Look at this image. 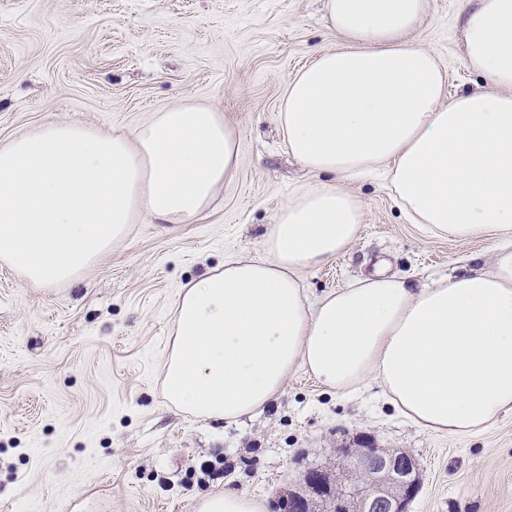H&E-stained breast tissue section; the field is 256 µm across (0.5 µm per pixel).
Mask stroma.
Segmentation results:
<instances>
[{
	"label": "stroma",
	"instance_id": "35a3bbf8",
	"mask_svg": "<svg viewBox=\"0 0 512 512\" xmlns=\"http://www.w3.org/2000/svg\"><path fill=\"white\" fill-rule=\"evenodd\" d=\"M462 6L429 0L411 35L436 52L452 96L491 88L461 53ZM338 43L322 0H0V145L46 122L129 132L194 102L223 113L240 156L216 207L187 224L138 219L74 280L34 285L0 262V512H194L226 490L271 506L363 440L415 458L409 512H512V410L450 437L405 419L377 383L340 396L302 371L231 425L164 397L181 287L227 256H259L282 203L315 180L288 154L278 107L287 81ZM342 186L364 222L347 251L303 271L310 301L381 261L426 283L493 248L410 223L381 177Z\"/></svg>",
	"mask_w": 512,
	"mask_h": 512
}]
</instances>
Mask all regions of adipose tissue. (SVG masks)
Here are the masks:
<instances>
[{
	"instance_id": "adipose-tissue-1",
	"label": "adipose tissue",
	"mask_w": 512,
	"mask_h": 512,
	"mask_svg": "<svg viewBox=\"0 0 512 512\" xmlns=\"http://www.w3.org/2000/svg\"><path fill=\"white\" fill-rule=\"evenodd\" d=\"M340 46L286 84L289 153L333 174L285 201L258 257L183 286L163 386L169 403L236 423L304 370L346 396L376 379L415 425L471 435L512 410V0H465L467 64L491 91L447 95L435 53L410 39L427 0H324ZM239 135L186 103L128 133L44 124L0 147V261L37 284L74 279L143 216L185 224L239 169ZM383 172L411 223L489 235L484 267L420 285L384 265L309 304L300 273L358 237L340 180Z\"/></svg>"
}]
</instances>
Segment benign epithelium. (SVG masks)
<instances>
[{"mask_svg": "<svg viewBox=\"0 0 512 512\" xmlns=\"http://www.w3.org/2000/svg\"><path fill=\"white\" fill-rule=\"evenodd\" d=\"M334 470L307 469L300 488L276 501L275 512H408L420 486L419 469L405 452L366 443L336 449Z\"/></svg>", "mask_w": 512, "mask_h": 512, "instance_id": "7a95c632", "label": "benign epithelium"}]
</instances>
